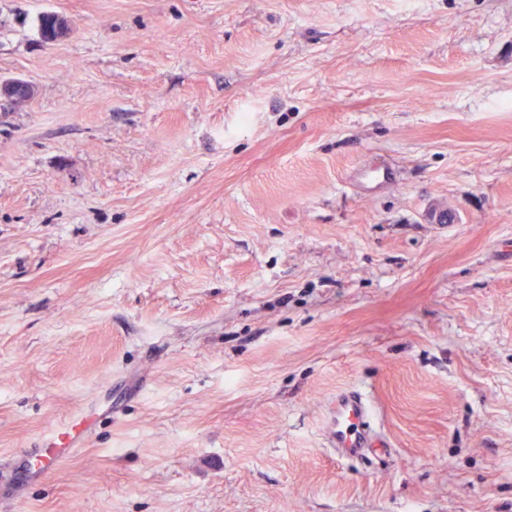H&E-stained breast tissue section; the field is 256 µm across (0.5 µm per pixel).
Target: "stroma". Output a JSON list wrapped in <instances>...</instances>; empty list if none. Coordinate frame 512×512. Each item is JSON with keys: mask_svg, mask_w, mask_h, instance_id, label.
Segmentation results:
<instances>
[{"mask_svg": "<svg viewBox=\"0 0 512 512\" xmlns=\"http://www.w3.org/2000/svg\"><path fill=\"white\" fill-rule=\"evenodd\" d=\"M12 77L0 512H512V0H0ZM326 428L331 446L343 456H355L368 448L385 447L376 439L365 400L354 392L336 397ZM76 423L65 424L51 432L42 447L33 448L26 453L24 474L40 476L50 473L66 454L80 448L83 429Z\"/></svg>", "mask_w": 512, "mask_h": 512, "instance_id": "obj_1", "label": "stroma"}]
</instances>
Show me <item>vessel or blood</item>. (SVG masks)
Segmentation results:
<instances>
[{"mask_svg":"<svg viewBox=\"0 0 512 512\" xmlns=\"http://www.w3.org/2000/svg\"><path fill=\"white\" fill-rule=\"evenodd\" d=\"M328 440L341 455L355 456L379 447L369 420V408L360 394L348 392L337 397L327 421ZM83 431L78 425H64L51 432L46 444L26 453L24 472L32 476L50 473L66 454L76 451Z\"/></svg>","mask_w":512,"mask_h":512,"instance_id":"b4317fda","label":"vessel or blood"}]
</instances>
